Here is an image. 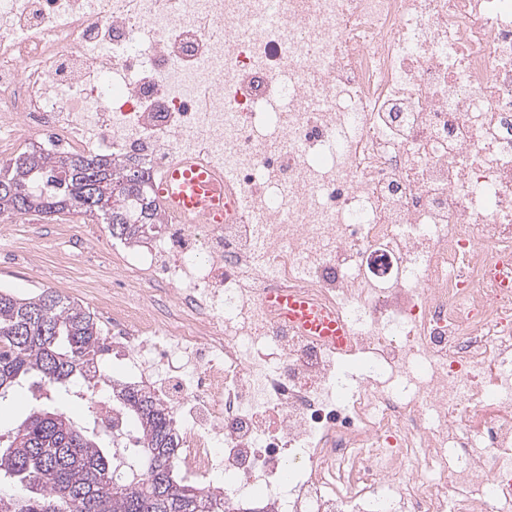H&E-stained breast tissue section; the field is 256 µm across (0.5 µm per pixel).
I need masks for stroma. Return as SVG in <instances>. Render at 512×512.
I'll list each match as a JSON object with an SVG mask.
<instances>
[{"label":"stroma","instance_id":"stroma-1","mask_svg":"<svg viewBox=\"0 0 512 512\" xmlns=\"http://www.w3.org/2000/svg\"><path fill=\"white\" fill-rule=\"evenodd\" d=\"M74 223L70 214L42 217L30 213L16 218L12 235L0 238V288L20 296L54 288L104 315L95 295L99 289L116 288L112 270L121 267L122 260L109 252L98 257L92 254L93 235L109 237L107 225L89 219V237L83 240L77 237ZM36 407L68 413L87 431L95 426V411L77 392L60 397L50 391L36 398L27 392L22 398L0 402V436L8 437Z\"/></svg>","mask_w":512,"mask_h":512}]
</instances>
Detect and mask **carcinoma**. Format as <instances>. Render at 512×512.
<instances>
[{
    "label": "carcinoma",
    "instance_id": "cac0c4a2",
    "mask_svg": "<svg viewBox=\"0 0 512 512\" xmlns=\"http://www.w3.org/2000/svg\"><path fill=\"white\" fill-rule=\"evenodd\" d=\"M141 167L110 157L32 149L0 164V213L77 212L107 224L113 238L135 239L156 220ZM110 350L99 317L53 288L27 297L0 289V401L35 378L56 392L95 385L97 359ZM142 449L136 478L112 481L108 450L63 412L34 409L0 447V475L21 494L0 493V512H228L224 501L175 473L178 436L150 392L115 387Z\"/></svg>",
    "mask_w": 512,
    "mask_h": 512
}]
</instances>
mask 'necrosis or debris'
I'll list each match as a JSON object with an SVG mask.
<instances>
[{
  "mask_svg": "<svg viewBox=\"0 0 512 512\" xmlns=\"http://www.w3.org/2000/svg\"><path fill=\"white\" fill-rule=\"evenodd\" d=\"M156 183L101 303L177 466L268 512H512V0H0V161L31 134ZM294 291L343 346L262 304ZM157 192L172 208L202 211L207 220L224 221V180L207 166L178 160L162 175Z\"/></svg>",
  "mask_w": 512,
  "mask_h": 512,
  "instance_id": "1",
  "label": "necrosis or debris"
}]
</instances>
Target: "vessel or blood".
I'll return each mask as SVG.
<instances>
[{
  "mask_svg": "<svg viewBox=\"0 0 512 512\" xmlns=\"http://www.w3.org/2000/svg\"><path fill=\"white\" fill-rule=\"evenodd\" d=\"M157 192L169 207L187 213L203 212L208 220L218 224L224 221V181L207 166L184 160L173 162L162 175ZM265 301L311 335L342 343L344 325L303 296L274 292Z\"/></svg>",
  "mask_w": 512,
  "mask_h": 512,
  "instance_id": "1",
  "label": "vessel or blood"
}]
</instances>
